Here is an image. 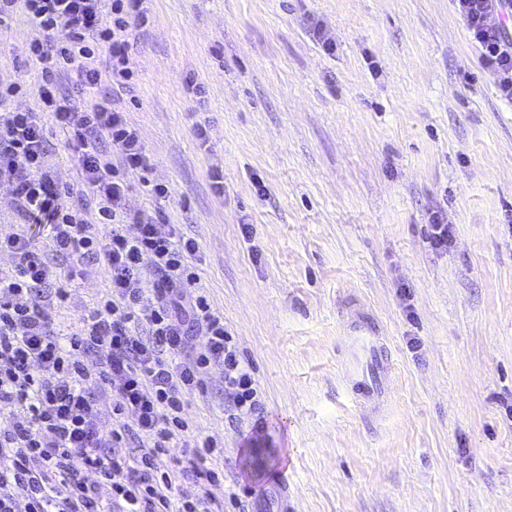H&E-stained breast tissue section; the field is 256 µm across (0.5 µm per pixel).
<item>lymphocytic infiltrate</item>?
<instances>
[{"label": "lymphocytic infiltrate", "instance_id": "lymphocytic-infiltrate-1", "mask_svg": "<svg viewBox=\"0 0 512 512\" xmlns=\"http://www.w3.org/2000/svg\"><path fill=\"white\" fill-rule=\"evenodd\" d=\"M500 97L512 102V0H454ZM145 0H0V28L25 10L42 67L41 111L0 114V185L21 218L48 225L51 255L24 232L0 236L13 262L0 273V512H224L215 494L217 443L186 412L211 368L224 373V410L267 424L249 363L197 272L200 247L155 213L127 205L148 155L113 99L85 102L109 69L129 87V29L147 27ZM76 98L59 91L69 72ZM69 137L80 178L60 186L44 113ZM108 274L105 296L60 328L70 282L87 263ZM153 301H146V294ZM111 398L103 411L102 398ZM110 498H103V489Z\"/></svg>", "mask_w": 512, "mask_h": 512}]
</instances>
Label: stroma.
I'll use <instances>...</instances> for the list:
<instances>
[{
	"mask_svg": "<svg viewBox=\"0 0 512 512\" xmlns=\"http://www.w3.org/2000/svg\"><path fill=\"white\" fill-rule=\"evenodd\" d=\"M147 6L135 84L102 90L149 156L129 207L197 240L261 393L258 439L229 423L221 370L189 399L196 434L224 444V492L265 486L243 512H512V103L453 0ZM34 35L21 17L0 35V84L29 109ZM438 208L444 253L426 243ZM108 287L87 266L62 322ZM357 318L395 368L379 414L343 380ZM453 224H448V214L437 209L429 214L427 229V243L436 252L448 251V244L452 242Z\"/></svg>",
	"mask_w": 512,
	"mask_h": 512,
	"instance_id": "1",
	"label": "stroma"
}]
</instances>
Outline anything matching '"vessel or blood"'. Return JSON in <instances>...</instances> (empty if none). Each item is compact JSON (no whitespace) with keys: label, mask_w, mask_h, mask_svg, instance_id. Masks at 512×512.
<instances>
[{"label":"vessel or blood","mask_w":512,"mask_h":512,"mask_svg":"<svg viewBox=\"0 0 512 512\" xmlns=\"http://www.w3.org/2000/svg\"><path fill=\"white\" fill-rule=\"evenodd\" d=\"M382 338L364 324L351 329L344 375L356 399L374 411H382L389 400L388 366L382 358Z\"/></svg>","instance_id":"obj_1"}]
</instances>
